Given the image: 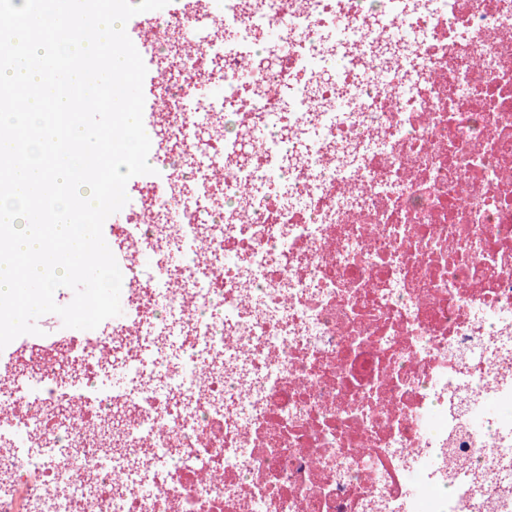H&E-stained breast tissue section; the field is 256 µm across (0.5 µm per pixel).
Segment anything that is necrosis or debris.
Wrapping results in <instances>:
<instances>
[{"label":"necrosis or debris","mask_w":512,"mask_h":512,"mask_svg":"<svg viewBox=\"0 0 512 512\" xmlns=\"http://www.w3.org/2000/svg\"><path fill=\"white\" fill-rule=\"evenodd\" d=\"M135 22L164 154L206 120L207 162L128 181L127 320L0 365V512H512V0Z\"/></svg>","instance_id":"necrosis-or-debris-1"}]
</instances>
